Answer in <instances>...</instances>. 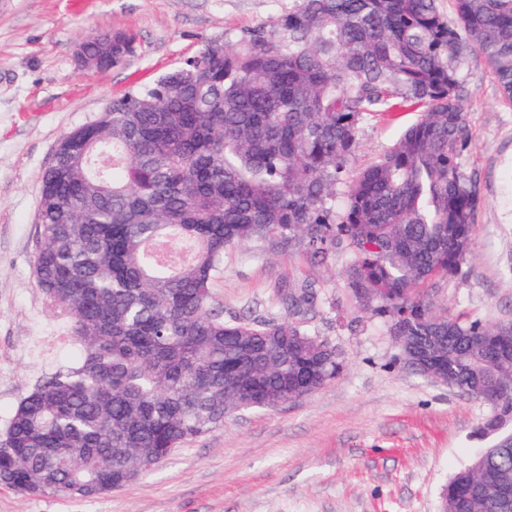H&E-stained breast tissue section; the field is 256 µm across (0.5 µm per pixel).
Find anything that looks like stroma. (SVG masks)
<instances>
[{
	"instance_id": "35a3bbf8",
	"label": "stroma",
	"mask_w": 512,
	"mask_h": 512,
	"mask_svg": "<svg viewBox=\"0 0 512 512\" xmlns=\"http://www.w3.org/2000/svg\"><path fill=\"white\" fill-rule=\"evenodd\" d=\"M279 13L275 0H0V432L36 381L74 365L66 313L33 278L40 178L61 138L115 97L151 84L205 42ZM92 30L136 37L130 64L78 66ZM465 158L481 205L461 276L437 311L487 325L512 320V104L483 59L469 67ZM417 118L361 124L357 166L387 152ZM345 249L325 263L302 251L230 249L217 295L226 318L286 319L284 285L309 284L306 328L335 344L343 369L277 409L240 410L124 489L94 500L24 497L0 486V512H441L448 479L496 436L477 440L488 408L407 367L382 319L355 299Z\"/></svg>"
}]
</instances>
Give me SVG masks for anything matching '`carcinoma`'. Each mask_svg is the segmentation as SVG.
I'll list each match as a JSON object with an SVG mask.
<instances>
[{
	"label": "carcinoma",
	"instance_id": "1",
	"mask_svg": "<svg viewBox=\"0 0 512 512\" xmlns=\"http://www.w3.org/2000/svg\"><path fill=\"white\" fill-rule=\"evenodd\" d=\"M277 0L261 23L109 103L65 136L41 177L37 288L66 312L75 365L39 380L0 440V485L24 496L96 499L119 490L262 394L315 393L342 369L336 346L288 319H224L215 288L231 247L344 246L355 296L389 326L440 336L452 388L488 406L480 430L512 419V321L433 311L429 293L462 273L480 206L464 165L468 64L484 58L512 102V0ZM122 31H92V55ZM112 50L98 69L127 65ZM415 108L417 120L356 167L363 120ZM342 197L341 210L336 198ZM271 354L273 366L241 356ZM511 354L506 366L485 354ZM512 483V447L487 449L442 493L480 512L471 486Z\"/></svg>",
	"mask_w": 512,
	"mask_h": 512
}]
</instances>
